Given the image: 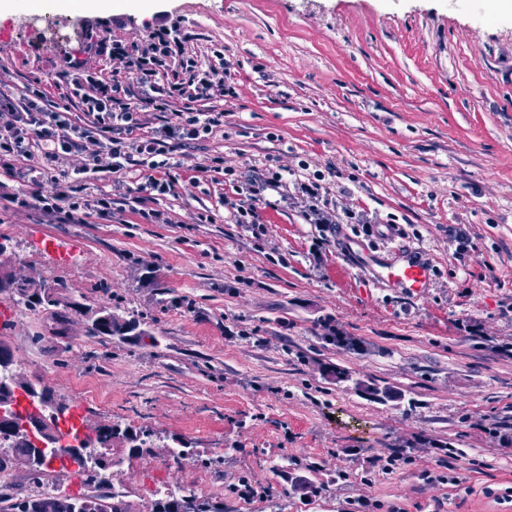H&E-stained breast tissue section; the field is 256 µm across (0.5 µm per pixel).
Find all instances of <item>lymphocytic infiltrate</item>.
<instances>
[{
    "instance_id": "1",
    "label": "lymphocytic infiltrate",
    "mask_w": 512,
    "mask_h": 512,
    "mask_svg": "<svg viewBox=\"0 0 512 512\" xmlns=\"http://www.w3.org/2000/svg\"><path fill=\"white\" fill-rule=\"evenodd\" d=\"M96 47L121 62L110 78L89 72L83 61L72 57L66 58L63 71L82 112L91 120L90 126L76 123L69 110L50 104L44 89L26 90L16 99L0 87V168L23 177V169L16 166L23 159L30 162L32 170L49 175L56 185L48 195L5 194L8 203L48 215L65 210L109 213L110 195L82 197L76 179L60 170V160L72 153L85 154L83 173L110 175L113 185L130 192L166 193L172 182V165L149 131L145 113H170L181 138L194 140L212 133L221 120L194 111L193 103L209 100L216 92L227 100L235 96L227 82L230 63L223 53L215 52L209 65H200L187 57L184 38L167 25H159L135 45L103 35ZM135 83L141 88L137 95L131 90ZM289 188L278 172L242 176L237 199L227 204L231 221L258 229V206L266 191L284 195Z\"/></svg>"
}]
</instances>
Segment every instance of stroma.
I'll list each match as a JSON object with an SVG mask.
<instances>
[{"instance_id":"1","label":"stroma","mask_w":512,"mask_h":512,"mask_svg":"<svg viewBox=\"0 0 512 512\" xmlns=\"http://www.w3.org/2000/svg\"><path fill=\"white\" fill-rule=\"evenodd\" d=\"M46 14L57 39L34 16L0 18V79L44 80L77 123L89 119L60 73L76 55L111 74L115 60L87 48L105 26L131 45L166 19L199 62L223 51L237 92L229 110L200 102L224 128L190 145L151 113L183 164L170 192L142 202L88 179L112 214L82 224L0 205V277L56 300L0 291V341L22 380L89 428L119 426L109 481L129 512H152L171 480L224 512H512V0H127L79 31L72 11ZM216 157L320 173L338 213L402 232L345 224L318 249V226L271 191L252 234L226 216L233 183L195 176ZM408 250L433 269L419 298L372 261ZM104 307L138 328L93 334ZM127 428L145 433L142 452ZM391 454L393 472L372 466ZM286 458L317 495L293 489Z\"/></svg>"}]
</instances>
